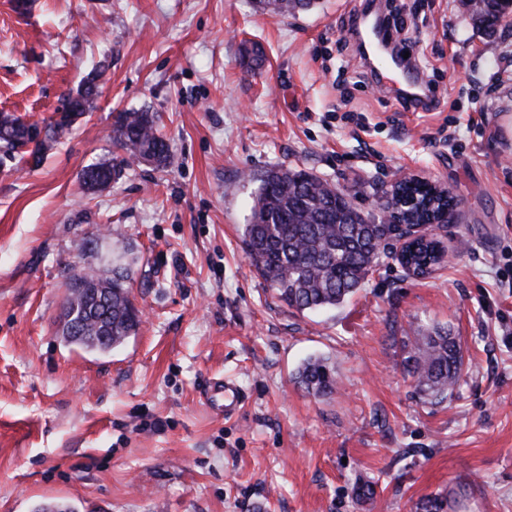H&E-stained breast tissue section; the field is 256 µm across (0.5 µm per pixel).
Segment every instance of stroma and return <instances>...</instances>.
Returning a JSON list of instances; mask_svg holds the SVG:
<instances>
[{
  "mask_svg": "<svg viewBox=\"0 0 512 512\" xmlns=\"http://www.w3.org/2000/svg\"><path fill=\"white\" fill-rule=\"evenodd\" d=\"M364 0L281 16L252 0H0V113L41 122L95 68L91 109L40 164L0 153V512H512V24L464 0H394L437 106L378 90L342 29ZM259 43L260 69L242 62ZM159 117L163 170L112 143L117 113ZM123 159L86 191L81 174ZM313 171L362 210L408 172L462 220L426 278L395 261L343 305L300 313L244 254L260 179ZM132 262L140 329L107 354L67 345L71 266ZM451 329L465 381L424 402L402 366L417 331ZM326 359L339 391L297 382ZM236 383L239 413L201 398ZM122 161H117L116 158L112 159H101L95 164L88 166L86 169H90L92 175L89 176L86 169L82 172V182L84 187L89 189H96L102 187L112 179L118 177L122 171Z\"/></svg>",
  "mask_w": 512,
  "mask_h": 512,
  "instance_id": "1",
  "label": "stroma"
}]
</instances>
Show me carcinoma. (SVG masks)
Returning <instances> with one entry per match:
<instances>
[{
	"mask_svg": "<svg viewBox=\"0 0 512 512\" xmlns=\"http://www.w3.org/2000/svg\"><path fill=\"white\" fill-rule=\"evenodd\" d=\"M262 11L282 15L308 11L314 0H256ZM477 28L492 36L498 28L496 13L483 7L474 19ZM97 70L77 89L79 109L45 125L17 116H0V151L12 157L30 156L40 163L46 150L68 130L74 118L87 111L96 94ZM112 140L135 159L158 168L170 165L166 138L158 116L147 110L120 112ZM82 172L86 189L102 187L122 171L117 159H102ZM372 216L354 205L336 186L305 169L281 168L261 179L243 242L251 265L269 283L277 298L299 311L336 308L350 299L389 254L378 247L384 237ZM440 241L422 240L403 249L406 264L415 269L438 262ZM132 270L121 255L107 251L103 265L72 267L63 305L62 335L87 351L107 352L137 333L141 312L131 298ZM75 315L80 334L70 331ZM403 364L421 397L438 404L453 395L463 379V357L450 330L435 328L405 344ZM298 383L315 396L336 392V373L322 358H311L299 372Z\"/></svg>",
	"mask_w": 512,
	"mask_h": 512,
	"instance_id": "carcinoma-1",
	"label": "carcinoma"
}]
</instances>
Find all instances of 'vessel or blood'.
I'll return each mask as SVG.
<instances>
[{
	"instance_id": "1",
	"label": "vessel or blood",
	"mask_w": 512,
	"mask_h": 512,
	"mask_svg": "<svg viewBox=\"0 0 512 512\" xmlns=\"http://www.w3.org/2000/svg\"><path fill=\"white\" fill-rule=\"evenodd\" d=\"M355 23L360 26L359 36L364 45L367 60L372 69L383 78L403 84L405 94L411 97L421 96L425 89L424 80L409 64L404 48L395 46L384 30L366 28L364 16H356ZM210 403L216 404L225 416H234L241 404L243 395L236 385L216 379L203 390Z\"/></svg>"
}]
</instances>
